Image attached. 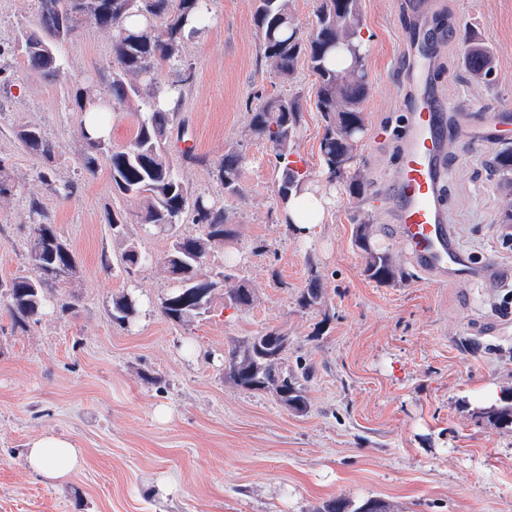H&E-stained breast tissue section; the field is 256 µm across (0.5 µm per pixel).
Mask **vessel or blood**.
<instances>
[{"label":"vessel or blood","instance_id":"b4317fda","mask_svg":"<svg viewBox=\"0 0 512 512\" xmlns=\"http://www.w3.org/2000/svg\"><path fill=\"white\" fill-rule=\"evenodd\" d=\"M406 37L411 45L406 70L411 96L391 176L397 234L425 274L436 280H463L470 274V264L450 229L446 203L451 179L446 114L451 106L432 84L438 37L422 22Z\"/></svg>","mask_w":512,"mask_h":512}]
</instances>
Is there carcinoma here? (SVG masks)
<instances>
[{"label":"carcinoma","instance_id":"cac0c4a2","mask_svg":"<svg viewBox=\"0 0 512 512\" xmlns=\"http://www.w3.org/2000/svg\"><path fill=\"white\" fill-rule=\"evenodd\" d=\"M212 0H40L38 28L23 37L49 51L26 54L28 64L44 74H60L54 44L64 27L75 34L86 23L112 29L113 73L112 100L123 103L142 101L136 113L134 135L125 145L116 146L111 138L101 146L98 138L81 132L86 145L83 167L96 172L99 161L109 166L114 191L136 200L140 208L134 221L170 233L169 252L161 259L178 287L161 302L164 316L172 322L187 323L198 315V309H210L208 291L219 284L230 285L226 291L232 308L246 309L253 305L255 295L246 284L236 281L233 267L218 265L207 274L201 267L216 247L235 238L230 228V215L195 191L180 175L171 160L167 146L185 137L184 124L177 121L186 86L191 79L190 67L183 61L185 43L210 27ZM314 24L302 35L294 24L291 0H256L253 23L260 37L261 58L284 84L293 85L301 60L315 76L313 92L316 108L321 112L323 130L320 140L322 168L326 181L346 186L350 196L365 198L369 182L365 175L352 170L359 157L365 133L363 105L370 86L366 72L369 52L362 32L360 0H315ZM142 21L143 30H132L128 23ZM465 68L475 77L490 82L493 71L489 48L471 39L463 55ZM164 67L176 71L175 80L166 85L156 81L155 74ZM304 92L296 89L263 99L251 112L250 128L255 136L266 141L275 157L284 163L278 186V207L285 212L291 194L301 192L308 184V171L291 159L303 111ZM13 135L27 150L50 162L58 146L33 125H19ZM246 156L234 148L224 154L216 167V177L224 196L241 199L245 196L242 169ZM489 176L502 195L500 223L512 228V146L497 150L489 160ZM32 226L27 240L29 263L33 276H18L8 283L0 282V295L6 294L13 325L24 330L37 321L49 301L50 289L73 278L76 261L72 251L62 242L38 201L29 205ZM199 224L203 231L197 236H183L179 225ZM355 224L354 243L366 259L365 273L373 281L389 285L401 278V271L392 254L373 244L374 225L363 212L352 218ZM127 217L112 214V234L124 242L121 254L123 270L147 264L151 258L126 238ZM325 303L321 278L311 272L301 292L299 304L304 308L322 307ZM138 313L137 301L129 293L112 298V321L120 326L130 324ZM247 336L236 341L228 355L239 358L235 373L241 381L266 379L280 369L291 383L290 410L304 413L308 409L304 382L310 369H284L282 357L272 360L253 359L249 355ZM487 418L500 426H512V397L485 412ZM362 503L345 498L324 502L314 512H360Z\"/></svg>","mask_w":512,"mask_h":512}]
</instances>
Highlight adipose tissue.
Masks as SVG:
<instances>
[{"instance_id":"ef3b65f1","label":"adipose tissue","mask_w":512,"mask_h":512,"mask_svg":"<svg viewBox=\"0 0 512 512\" xmlns=\"http://www.w3.org/2000/svg\"><path fill=\"white\" fill-rule=\"evenodd\" d=\"M329 204L327 197L312 188L292 197L288 202V217L296 233L309 237L316 225L324 222ZM83 463L77 444L52 432L34 438L23 457L24 466L51 485L67 482Z\"/></svg>"}]
</instances>
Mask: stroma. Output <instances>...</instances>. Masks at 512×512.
Returning a JSON list of instances; mask_svg holds the SVG:
<instances>
[{"label":"stroma","mask_w":512,"mask_h":512,"mask_svg":"<svg viewBox=\"0 0 512 512\" xmlns=\"http://www.w3.org/2000/svg\"><path fill=\"white\" fill-rule=\"evenodd\" d=\"M254 0H213V22L183 49L193 78L180 109L187 138L204 161L181 167L184 179L228 210L234 241L211 263L234 257L238 280L255 294L236 310L215 290L210 311L192 322L167 320L161 302L176 283L161 264L168 232L135 223L126 233L150 264L127 275L113 213L136 201L112 188L107 164L87 173L77 87L98 96L112 81V32L85 25L58 49L62 73L30 68L18 46L36 28L39 0H0V159L17 186L0 199V282L32 274L26 243L31 200L47 209L72 250L78 277L26 330L14 328L0 297V512H315L344 497L389 504L391 512H512V427L478 419L473 391L512 389V241L499 222L500 192L488 174L495 144L466 147L492 111L512 115V0H361L369 41L359 162L371 181L364 200L343 185L326 187L320 160L323 121L307 99L296 155L311 185L333 204L323 224L300 238L277 206L280 172L268 145L250 130L260 92L282 83L259 58ZM444 30L437 80L452 105L450 224L474 262L466 281L422 275L395 233L383 199L396 143L375 139L379 126L404 127L408 86L403 30L417 20ZM491 50L496 78L485 85L463 65L467 37ZM32 124L60 147L46 166L13 136ZM246 154L244 198L228 199L214 169L225 152ZM75 185L51 194L40 174ZM368 214L375 245L389 249L405 276L381 286L365 274L351 218ZM326 304L299 298L311 272ZM141 301L136 321L113 323L112 298ZM276 328L288 338L282 365H310L307 413L269 393L248 391L224 375L233 341ZM167 419H159L160 408ZM54 432L73 438L85 463L61 486L22 465L29 441Z\"/></svg>","instance_id":"obj_1"}]
</instances>
